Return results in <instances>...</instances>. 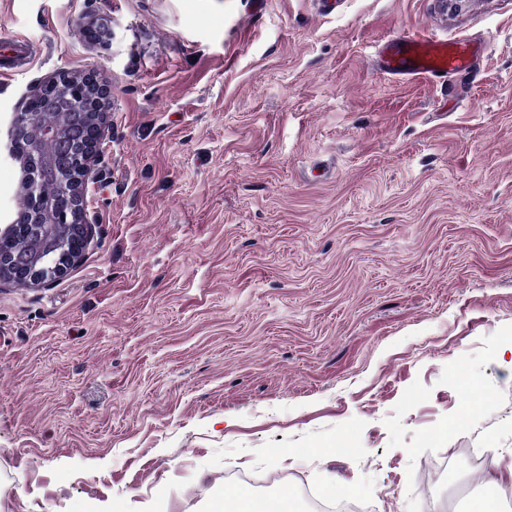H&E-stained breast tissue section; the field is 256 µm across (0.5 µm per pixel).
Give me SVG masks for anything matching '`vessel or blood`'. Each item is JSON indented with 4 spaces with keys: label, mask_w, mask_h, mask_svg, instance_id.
<instances>
[{
    "label": "vessel or blood",
    "mask_w": 512,
    "mask_h": 512,
    "mask_svg": "<svg viewBox=\"0 0 512 512\" xmlns=\"http://www.w3.org/2000/svg\"><path fill=\"white\" fill-rule=\"evenodd\" d=\"M481 50V45L467 40L395 38L383 45L379 68L395 77L445 81L468 71L480 57Z\"/></svg>",
    "instance_id": "1"
}]
</instances>
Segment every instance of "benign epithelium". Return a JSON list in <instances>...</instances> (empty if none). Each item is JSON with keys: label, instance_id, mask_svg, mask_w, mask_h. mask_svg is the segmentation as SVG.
<instances>
[{"label": "benign epithelium", "instance_id": "obj_1", "mask_svg": "<svg viewBox=\"0 0 512 512\" xmlns=\"http://www.w3.org/2000/svg\"><path fill=\"white\" fill-rule=\"evenodd\" d=\"M59 95L86 103L88 138L65 166L59 165L63 153L59 124L44 125L39 139L25 146L23 189L28 194V224H11L0 234V280L42 285L63 276L82 258L91 243L92 228L87 220L85 194L89 181L96 177L102 145L109 131L110 89L98 73L61 72L28 89L21 97V109L11 120L6 147L12 155L18 152L17 131L29 110L41 104L50 105ZM51 174L56 176L60 189L55 197L45 198L40 180ZM28 226L34 228L41 247L33 252H12L8 247L11 239Z\"/></svg>", "mask_w": 512, "mask_h": 512}]
</instances>
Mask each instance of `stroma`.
<instances>
[{
    "instance_id": "obj_1",
    "label": "stroma",
    "mask_w": 512,
    "mask_h": 512,
    "mask_svg": "<svg viewBox=\"0 0 512 512\" xmlns=\"http://www.w3.org/2000/svg\"><path fill=\"white\" fill-rule=\"evenodd\" d=\"M424 35L486 50L376 72ZM16 40L0 141L91 68L110 132L81 261L0 282V512H204L239 473L297 512H512V0H0ZM22 176L0 148V230ZM481 50V45L467 40L395 38L383 45L378 67L395 77H423L444 82L468 71L480 57Z\"/></svg>"
}]
</instances>
